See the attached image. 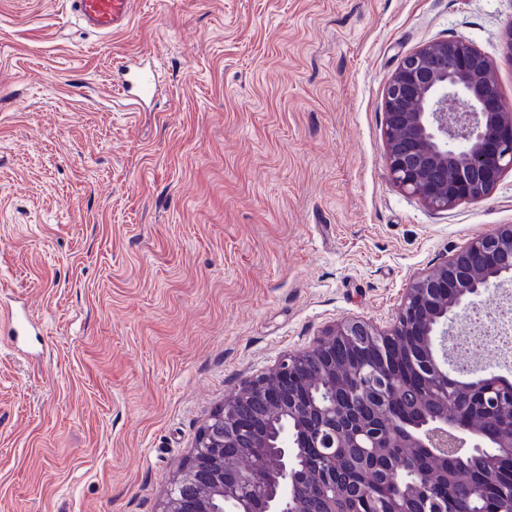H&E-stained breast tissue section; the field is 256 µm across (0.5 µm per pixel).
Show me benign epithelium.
Returning a JSON list of instances; mask_svg holds the SVG:
<instances>
[{"mask_svg":"<svg viewBox=\"0 0 512 512\" xmlns=\"http://www.w3.org/2000/svg\"><path fill=\"white\" fill-rule=\"evenodd\" d=\"M490 69L456 38L405 55L387 84L388 175L429 208L483 198L512 171V108ZM508 282L511 225L416 278L392 330L344 318L284 354L212 414L162 512H308L361 499L353 474L388 483L380 512H512V384L470 379L448 355V323Z\"/></svg>","mask_w":512,"mask_h":512,"instance_id":"obj_1","label":"benign epithelium"}]
</instances>
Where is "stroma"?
I'll list each match as a JSON object with an SVG mask.
<instances>
[{
  "label": "stroma",
  "instance_id": "obj_1",
  "mask_svg": "<svg viewBox=\"0 0 512 512\" xmlns=\"http://www.w3.org/2000/svg\"><path fill=\"white\" fill-rule=\"evenodd\" d=\"M512 0H0V512H160L210 416L337 320L512 225V171L434 211L385 166L400 59L463 38L512 104ZM145 55L154 104L112 71ZM76 20L87 30L109 35L128 29L131 0H71Z\"/></svg>",
  "mask_w": 512,
  "mask_h": 512
}]
</instances>
